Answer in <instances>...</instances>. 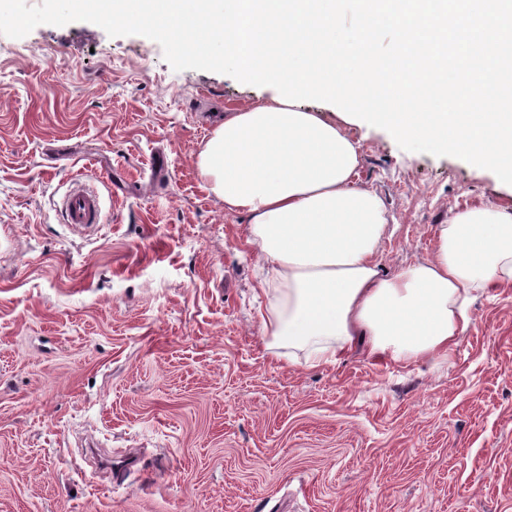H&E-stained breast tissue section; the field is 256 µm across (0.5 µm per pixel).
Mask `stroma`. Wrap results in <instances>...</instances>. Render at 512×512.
<instances>
[{
	"label": "stroma",
	"mask_w": 512,
	"mask_h": 512,
	"mask_svg": "<svg viewBox=\"0 0 512 512\" xmlns=\"http://www.w3.org/2000/svg\"><path fill=\"white\" fill-rule=\"evenodd\" d=\"M269 86L75 21L0 34V512H512V284L438 362L270 344L264 263L197 158ZM394 273L512 193L351 126ZM103 222L64 224L73 177Z\"/></svg>",
	"instance_id": "35a3bbf8"
}]
</instances>
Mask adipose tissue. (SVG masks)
<instances>
[{
    "label": "adipose tissue",
    "instance_id": "1",
    "mask_svg": "<svg viewBox=\"0 0 512 512\" xmlns=\"http://www.w3.org/2000/svg\"><path fill=\"white\" fill-rule=\"evenodd\" d=\"M358 165L336 121L278 102L228 113L197 160L225 210L249 218L268 266L260 320L272 342L312 346L320 363L360 336L395 362L447 359L473 294L512 283V208L450 212L433 256L388 276L377 259L388 211L355 185Z\"/></svg>",
    "mask_w": 512,
    "mask_h": 512
}]
</instances>
